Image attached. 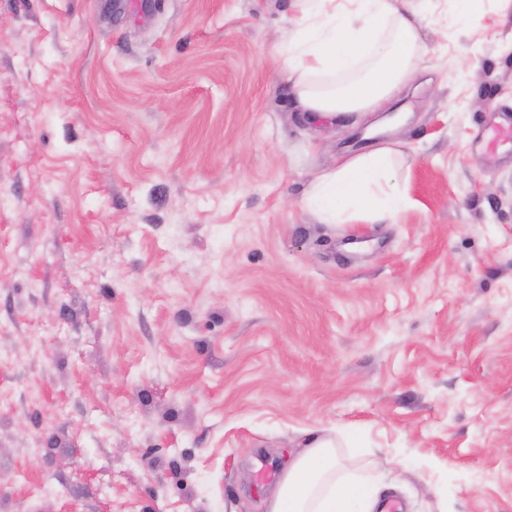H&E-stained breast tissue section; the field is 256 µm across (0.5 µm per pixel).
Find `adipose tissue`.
<instances>
[{
    "label": "adipose tissue",
    "mask_w": 512,
    "mask_h": 512,
    "mask_svg": "<svg viewBox=\"0 0 512 512\" xmlns=\"http://www.w3.org/2000/svg\"><path fill=\"white\" fill-rule=\"evenodd\" d=\"M294 28L276 63L303 118L359 126L389 110L429 66L423 0H294ZM401 142L337 157L310 181L304 203L324 224L395 223L409 205L397 184ZM333 439L289 461L266 512H377L370 488L349 479Z\"/></svg>",
    "instance_id": "obj_1"
}]
</instances>
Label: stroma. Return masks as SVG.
Wrapping results in <instances>:
<instances>
[{"label": "stroma", "mask_w": 512, "mask_h": 512, "mask_svg": "<svg viewBox=\"0 0 512 512\" xmlns=\"http://www.w3.org/2000/svg\"><path fill=\"white\" fill-rule=\"evenodd\" d=\"M427 8L410 205L323 224L372 140L298 112L293 0H0V512H265L321 437L400 512H512V7Z\"/></svg>", "instance_id": "35a3bbf8"}]
</instances>
